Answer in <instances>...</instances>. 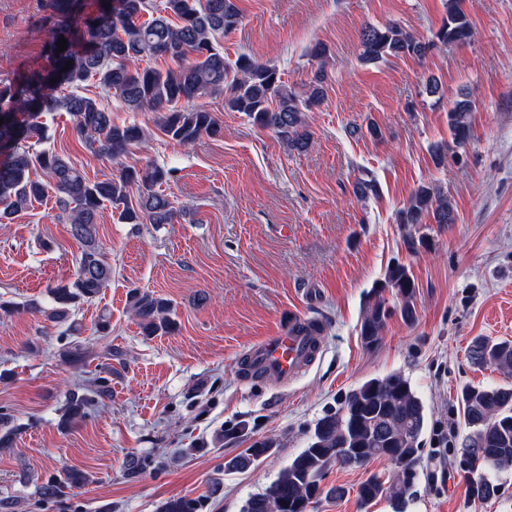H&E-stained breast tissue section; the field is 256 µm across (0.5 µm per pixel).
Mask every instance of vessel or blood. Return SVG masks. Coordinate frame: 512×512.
<instances>
[{"instance_id": "1", "label": "vessel or blood", "mask_w": 512, "mask_h": 512, "mask_svg": "<svg viewBox=\"0 0 512 512\" xmlns=\"http://www.w3.org/2000/svg\"><path fill=\"white\" fill-rule=\"evenodd\" d=\"M318 318L292 316L273 334L249 347L241 370L250 380H280L288 384L310 368L321 348Z\"/></svg>"}]
</instances>
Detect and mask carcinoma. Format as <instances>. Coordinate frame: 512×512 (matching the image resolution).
<instances>
[{
    "label": "carcinoma",
    "instance_id": "carcinoma-1",
    "mask_svg": "<svg viewBox=\"0 0 512 512\" xmlns=\"http://www.w3.org/2000/svg\"><path fill=\"white\" fill-rule=\"evenodd\" d=\"M52 25L42 46L44 63L20 72L0 87V224H9L54 194L55 219L69 225L80 245L73 280L48 287L52 306L35 300L22 305L0 299V312L10 315L21 308L44 314L55 323H69L75 306L94 300L112 282V264L97 241V226L104 211L118 224H172L179 217L163 186L174 169L155 161L142 162L134 149L151 137L137 121L119 126L101 101L82 92L93 79L102 93L112 96L130 112H150L154 126L183 147L202 136H218L221 126L200 104L221 99L224 111L240 112L252 125L270 130L290 151L303 153L312 144L308 113L319 109L327 95L328 74L323 61L328 48L317 43L310 56L321 61L301 90L288 85L274 65L247 53L231 61L224 57L218 37L242 23L238 0H47ZM475 35L462 0H446V17L428 40L397 23L368 25L361 32L360 58L378 64L390 58L425 59L440 46L464 44ZM67 40L58 50L59 37ZM164 59L166 66L150 65ZM69 70H64L68 61ZM55 84H50L51 78ZM64 112L77 137L96 156L117 166L112 177L92 181L69 159L48 146L43 117ZM472 102L455 100L448 110V130L454 147L463 149L470 139ZM46 175L44 181L40 175ZM381 186L366 174L354 183L359 198L377 196ZM398 223L452 224L454 209L448 196L432 183L419 185L398 213ZM391 290L399 307L383 297ZM415 282L409 268L397 263L372 290L360 336L373 348L395 312L415 321ZM131 313L147 336L168 334L176 327L172 302L148 290L129 291ZM471 362L512 373V341L478 339L469 348ZM92 400L72 391L61 415L68 429L87 417ZM463 420L468 434L461 451L469 455L464 471L468 496L480 502L499 498V475L512 471V384L467 386L461 392ZM427 422L424 403L411 380L397 372L370 378L348 391L338 406L326 411L310 430L305 448L284 466L262 491L249 496L241 512H310L322 494L319 479L331 464L364 468L376 458L394 465L389 481L368 475L358 486L357 503L368 512L375 502L387 500L395 512H404L417 480L421 435ZM281 448L267 436L224 462V473L260 464ZM86 477L70 470L47 481L41 497L55 500L67 489L84 484ZM204 501L171 497L157 512H203Z\"/></svg>",
    "mask_w": 512,
    "mask_h": 512
}]
</instances>
